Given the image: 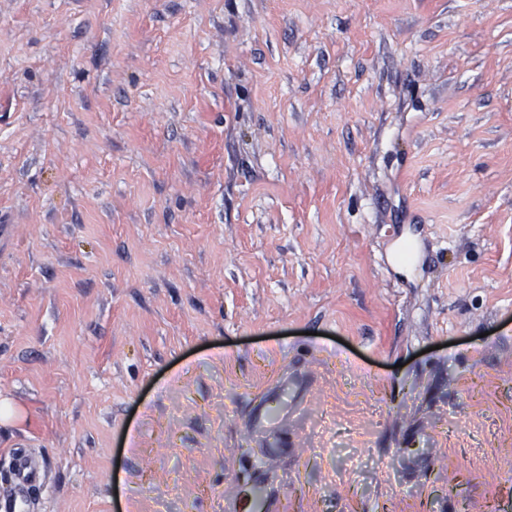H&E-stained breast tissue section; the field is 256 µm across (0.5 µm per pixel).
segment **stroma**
<instances>
[{"mask_svg":"<svg viewBox=\"0 0 512 512\" xmlns=\"http://www.w3.org/2000/svg\"><path fill=\"white\" fill-rule=\"evenodd\" d=\"M1 224L27 512H512V0H0ZM292 385L288 380V373L281 376L273 400H261L253 409L251 430L255 439L268 444L271 436L275 438L272 446L276 448H292L294 443L283 439L280 434L285 427L288 410L292 406ZM275 410L269 402H280ZM13 477L19 482L37 486L42 482L43 467L23 456H16L13 465ZM267 478L260 475L256 478L251 489V494H241L239 492L234 497H230L224 506L226 512H271L272 499L267 492Z\"/></svg>","mask_w":512,"mask_h":512,"instance_id":"35a3bbf8","label":"stroma"}]
</instances>
